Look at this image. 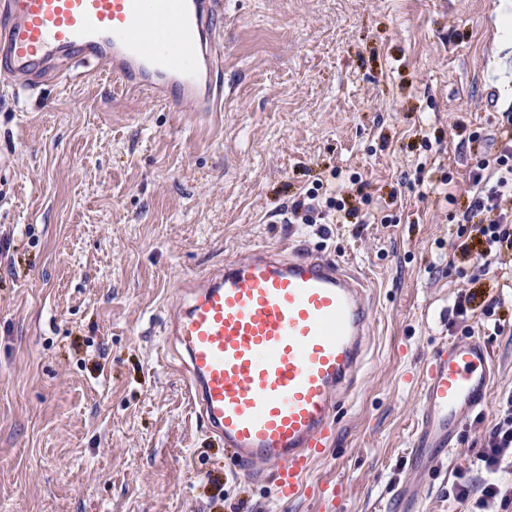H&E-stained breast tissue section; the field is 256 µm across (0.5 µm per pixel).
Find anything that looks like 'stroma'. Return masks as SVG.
<instances>
[{"label": "stroma", "instance_id": "obj_1", "mask_svg": "<svg viewBox=\"0 0 512 512\" xmlns=\"http://www.w3.org/2000/svg\"><path fill=\"white\" fill-rule=\"evenodd\" d=\"M501 16L512 0H237L223 111L171 112L85 67L0 90V512H467L457 470L512 485V461L471 463L512 390V294L492 287L509 323L485 339L483 421L428 465L411 455L426 363L482 331L448 324L457 226L415 171L436 159L465 185L512 112ZM336 169L369 182L377 223L289 222ZM289 238L355 269L375 307L334 448L292 503L228 474L164 334L182 278Z\"/></svg>", "mask_w": 512, "mask_h": 512}]
</instances>
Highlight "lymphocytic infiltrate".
Returning <instances> with one entry per match:
<instances>
[{"label": "lymphocytic infiltrate", "mask_w": 512, "mask_h": 512, "mask_svg": "<svg viewBox=\"0 0 512 512\" xmlns=\"http://www.w3.org/2000/svg\"><path fill=\"white\" fill-rule=\"evenodd\" d=\"M349 183L348 190L340 194L323 183H316L302 199L293 203L292 216L313 224L336 211L355 216L364 224L374 223L366 182L354 174ZM444 198L452 206L449 219L457 226L453 257L471 269L466 287L458 289L454 297L452 311L463 321L478 315L485 331L499 334L502 330L496 313L499 301L485 298L477 284L487 277L497 287L512 289L511 112L501 115L494 150L481 154L471 165L466 190L459 195L446 191ZM497 412V422L485 431L474 456L475 465L490 473L497 472L505 459L512 458V390L502 393ZM452 494L461 501L473 500L477 512H502L512 505L511 488L491 481L476 493L462 473L457 476Z\"/></svg>", "instance_id": "obj_1"}]
</instances>
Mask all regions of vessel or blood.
<instances>
[{"label":"vessel or blood","instance_id":"1","mask_svg":"<svg viewBox=\"0 0 512 512\" xmlns=\"http://www.w3.org/2000/svg\"><path fill=\"white\" fill-rule=\"evenodd\" d=\"M224 0H0V85L29 90L92 65L172 111L224 109ZM374 316L365 281L296 241L258 247L180 285L165 333L197 419L234 470L293 501L333 441ZM493 357L466 337L438 348L416 449L447 448L491 389Z\"/></svg>","mask_w":512,"mask_h":512}]
</instances>
